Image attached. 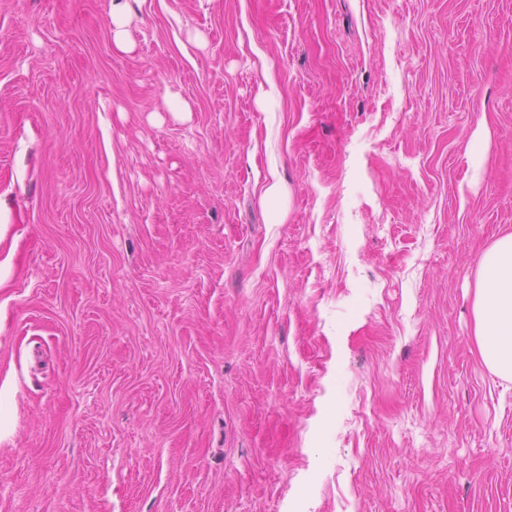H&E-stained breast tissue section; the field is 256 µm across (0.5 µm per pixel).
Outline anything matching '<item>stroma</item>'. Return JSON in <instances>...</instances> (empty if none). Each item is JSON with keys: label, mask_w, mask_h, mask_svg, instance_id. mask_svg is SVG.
Listing matches in <instances>:
<instances>
[{"label": "stroma", "mask_w": 512, "mask_h": 512, "mask_svg": "<svg viewBox=\"0 0 512 512\" xmlns=\"http://www.w3.org/2000/svg\"><path fill=\"white\" fill-rule=\"evenodd\" d=\"M112 2L0 0V512H512V0ZM473 317L481 362L499 378L512 380V233L499 236L475 272Z\"/></svg>", "instance_id": "35a3bbf8"}]
</instances>
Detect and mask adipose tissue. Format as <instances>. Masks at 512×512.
Segmentation results:
<instances>
[{"instance_id": "obj_1", "label": "adipose tissue", "mask_w": 512, "mask_h": 512, "mask_svg": "<svg viewBox=\"0 0 512 512\" xmlns=\"http://www.w3.org/2000/svg\"><path fill=\"white\" fill-rule=\"evenodd\" d=\"M473 317L477 351L484 366L512 380V233L499 236L475 272Z\"/></svg>"}]
</instances>
